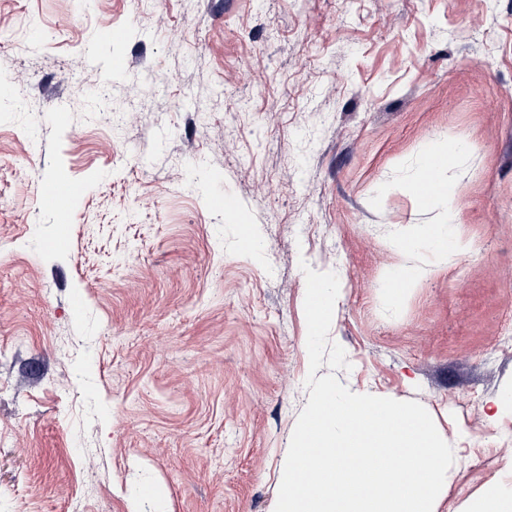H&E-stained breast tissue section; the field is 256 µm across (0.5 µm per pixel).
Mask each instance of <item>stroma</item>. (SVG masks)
<instances>
[{
  "label": "stroma",
  "mask_w": 512,
  "mask_h": 512,
  "mask_svg": "<svg viewBox=\"0 0 512 512\" xmlns=\"http://www.w3.org/2000/svg\"><path fill=\"white\" fill-rule=\"evenodd\" d=\"M304 262L340 282L319 375L452 446L436 512L512 486V0H0V512H274ZM84 192V187L77 183H53L45 196V205L56 210L61 219L59 224H66L65 214L71 204Z\"/></svg>",
  "instance_id": "obj_1"
}]
</instances>
